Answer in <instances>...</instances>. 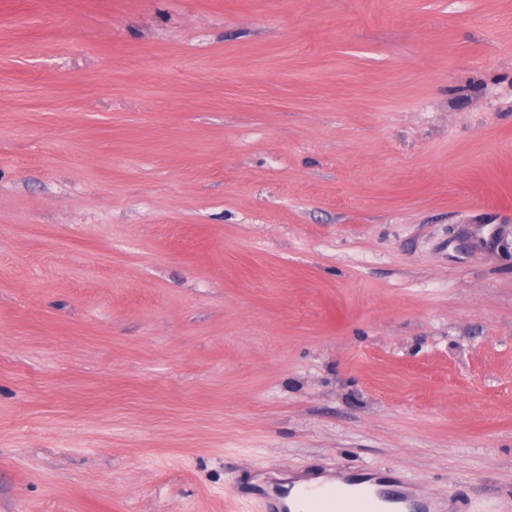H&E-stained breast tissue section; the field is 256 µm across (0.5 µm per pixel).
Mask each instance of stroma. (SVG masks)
Listing matches in <instances>:
<instances>
[{"mask_svg": "<svg viewBox=\"0 0 512 512\" xmlns=\"http://www.w3.org/2000/svg\"><path fill=\"white\" fill-rule=\"evenodd\" d=\"M365 466L512 512V0H0V512Z\"/></svg>", "mask_w": 512, "mask_h": 512, "instance_id": "stroma-1", "label": "stroma"}]
</instances>
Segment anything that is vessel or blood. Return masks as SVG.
Wrapping results in <instances>:
<instances>
[{"instance_id":"1","label":"vessel or blood","mask_w":512,"mask_h":512,"mask_svg":"<svg viewBox=\"0 0 512 512\" xmlns=\"http://www.w3.org/2000/svg\"><path fill=\"white\" fill-rule=\"evenodd\" d=\"M307 512H426L429 500L393 470L347 477L342 488L305 486L298 492Z\"/></svg>"}]
</instances>
